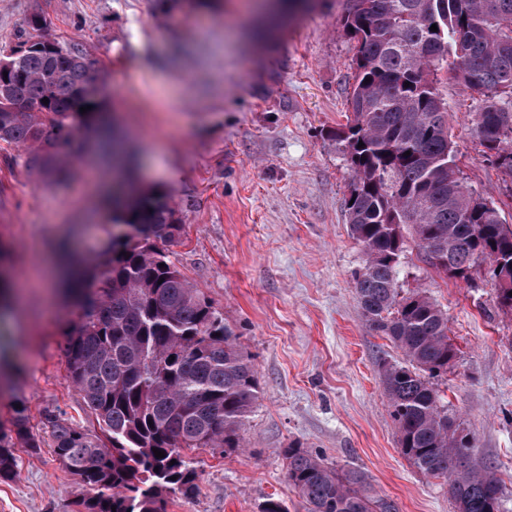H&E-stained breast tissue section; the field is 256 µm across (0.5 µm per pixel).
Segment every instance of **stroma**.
<instances>
[{"label":"stroma","instance_id":"1","mask_svg":"<svg viewBox=\"0 0 512 512\" xmlns=\"http://www.w3.org/2000/svg\"><path fill=\"white\" fill-rule=\"evenodd\" d=\"M256 0L162 14L154 0H0V45L32 16L46 35L79 43L103 73L111 135L126 139L142 186L170 192L184 229L171 259L238 338L256 366L258 400L242 446L192 451L198 490L168 512H260L268 497L303 512L286 477V448L364 473L399 512H455L448 482L422 475L401 453L380 376L400 350L361 315L353 276L363 253L349 234V181L334 133L344 124L355 44L342 31L344 0H318L281 23ZM464 184L512 224V184L488 164L471 130L480 94L437 71ZM104 146H85L64 183L24 165L0 143V249L21 307L0 314V430L17 403L42 434L63 414L89 433L94 415L67 380L61 331L66 300L48 305L51 243L68 262L94 264L105 234L93 200L108 179ZM402 293L422 289L448 316L459 359L439 393L496 467L501 512H512V315L488 274L476 286L429 265L414 241L401 257ZM18 474L0 482V512H72L77 477L50 448L17 449Z\"/></svg>","mask_w":512,"mask_h":512}]
</instances>
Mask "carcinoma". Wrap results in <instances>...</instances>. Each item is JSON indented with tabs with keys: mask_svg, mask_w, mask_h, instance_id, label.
<instances>
[{
	"mask_svg": "<svg viewBox=\"0 0 512 512\" xmlns=\"http://www.w3.org/2000/svg\"><path fill=\"white\" fill-rule=\"evenodd\" d=\"M343 31L356 43L351 116L336 130L349 169L346 224L364 255L354 288L370 329L404 356L380 369L399 447L421 474L448 479L456 512H500L497 473L473 457L470 434L438 394L459 352L448 317L423 290L401 294L398 277L409 234L450 278L467 283L486 261L490 276L512 278V225L465 186L433 79L453 52L456 77L484 97L472 130L512 179V0H346ZM91 66L80 44L44 35L0 51V142L53 181L69 176L80 136L106 104ZM108 147L113 169L124 167L126 146L114 138ZM104 231L64 343L67 379L102 435L49 414L51 449L93 490L74 512H168L173 497L198 488L188 452L241 447L256 372L224 317L170 259L182 224L165 191L137 190L128 177L113 183ZM41 444L25 406L15 409L11 434L0 433V481L16 474V448ZM285 455L305 512H397L361 471L331 468L304 448Z\"/></svg>",
	"mask_w": 512,
	"mask_h": 512,
	"instance_id": "cac0c4a2",
	"label": "carcinoma"
}]
</instances>
